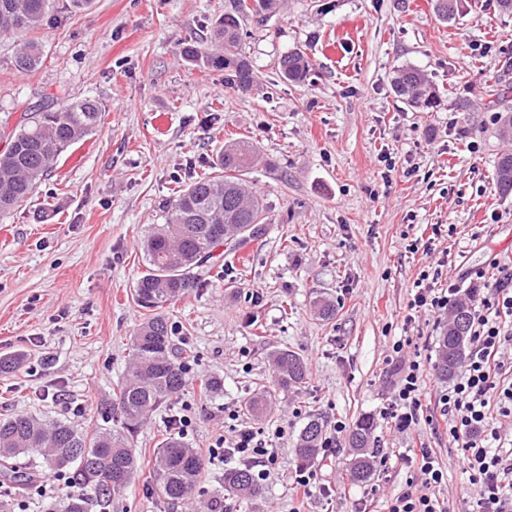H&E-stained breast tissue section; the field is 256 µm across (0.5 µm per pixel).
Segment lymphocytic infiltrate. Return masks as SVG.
<instances>
[{"instance_id": "lymphocytic-infiltrate-1", "label": "lymphocytic infiltrate", "mask_w": 512, "mask_h": 512, "mask_svg": "<svg viewBox=\"0 0 512 512\" xmlns=\"http://www.w3.org/2000/svg\"><path fill=\"white\" fill-rule=\"evenodd\" d=\"M456 286L439 287L429 271H422L411 310L442 311L456 297ZM470 350L462 375L441 391L435 405L450 417L449 434L458 443L464 468L480 486L477 512H512V448L500 446L497 423L512 421V381L502 376L500 355L512 345V269H502L491 294L478 297L471 324ZM399 381L383 418L395 420L399 429H408L418 419L422 407L421 365L411 360L398 365ZM211 458L233 457L263 468L276 466L278 452L251 431H241L233 447L216 442ZM420 474L419 487L392 499L388 512H443L433 490L445 474L433 449H408L401 457Z\"/></svg>"}]
</instances>
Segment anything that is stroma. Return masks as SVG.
<instances>
[{
    "label": "stroma",
    "instance_id": "1",
    "mask_svg": "<svg viewBox=\"0 0 512 512\" xmlns=\"http://www.w3.org/2000/svg\"><path fill=\"white\" fill-rule=\"evenodd\" d=\"M459 19L442 20L434 0H284L267 23L248 22L243 50L256 82L230 89L227 74L186 61L180 42L205 40L233 0H56L35 38L44 59L15 69V39L0 38V125L53 98L90 97L102 106L95 134L61 156L48 179L0 218V354L26 355L0 375V414L23 411L93 432L114 427L108 411L123 377L131 337L147 313L133 289L144 270L140 240L164 223L174 179L211 165L229 134L259 153L246 174L263 195L260 237L224 254L223 278L165 309L174 342L191 355L187 385L140 428L132 446L135 479L91 512H387L418 475L395 454L425 444L446 478L435 494L446 512H472L480 496L435 407L448 383L435 370L436 340L447 315L411 314L415 283L438 270L439 287L471 289L484 270L489 292L498 266L512 261V195L495 180L498 157L512 150L487 79L512 84V15L497 0H464ZM305 46L314 84L284 80L279 59ZM411 66L439 89L432 108L397 96L392 77ZM390 154L393 171L381 160ZM430 239L413 252L412 239ZM335 303L319 316L317 300ZM423 366L422 412L401 431L382 419L397 383L392 346ZM299 354L304 387L275 389L272 351ZM217 375L224 390L205 394ZM271 389L263 421L245 400ZM189 414L184 440L206 453L250 429L272 437L279 463L262 496L224 490L223 462L207 460L192 500L169 503L152 490L153 457L172 416ZM374 421L382 461L370 480L353 481L348 432ZM336 438L333 455L310 468L329 494L300 500L293 490L294 446L311 419ZM25 492L0 486L5 512H47L64 490L50 471H31Z\"/></svg>",
    "mask_w": 512,
    "mask_h": 512
}]
</instances>
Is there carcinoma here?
<instances>
[{
	"label": "carcinoma",
	"mask_w": 512,
	"mask_h": 512,
	"mask_svg": "<svg viewBox=\"0 0 512 512\" xmlns=\"http://www.w3.org/2000/svg\"><path fill=\"white\" fill-rule=\"evenodd\" d=\"M280 0H236L234 11L219 17L210 32V49L199 42L182 44L180 53L192 64L231 72L230 85L248 91L254 82L251 61L240 48L244 21L264 19L279 8ZM52 8V0H0V36L20 41L14 57L19 71L37 69L43 59L42 46L29 38L41 29ZM438 16L451 21L459 16L458 0H435ZM281 76L293 83L312 80L314 68L301 46L284 54ZM395 92L408 104L428 109L436 103L435 90L417 69L407 66L395 72ZM102 108L94 99H68L46 112H24L0 149V217L11 213L29 198L58 158L72 146L95 133ZM257 151L246 141L228 142L209 172H201L173 189L166 205V223L156 225L141 240L146 271L134 293L136 304L151 312L132 336L129 362L123 381L117 385L120 426L88 433L63 421H50L27 414L0 418V482L18 488L30 477L21 471L19 459L35 457L42 467L67 477L64 495L48 512H90L101 501L125 488L139 470L131 440L150 414L183 392L189 357L172 340L173 325L160 310L199 286V270L212 266L214 252L229 240L236 246L259 237L265 223L266 205L243 180L254 165ZM500 193H512V152L502 154L495 165ZM472 299L456 300L448 327L438 339L436 370L440 378L452 379L461 365L470 339ZM274 381L287 391L305 384L307 367L288 349L270 354ZM269 399L260 392L249 398L245 409L256 418L267 411ZM372 423L358 422L349 436L356 456L352 476L370 477ZM323 426L309 421L300 431L295 452L303 462L317 458L322 450ZM204 462L198 452L173 432L157 449L151 482L158 497L190 500L195 494ZM224 491L253 496L260 492L250 470L233 468L224 473Z\"/></svg>",
	"instance_id": "1"
}]
</instances>
